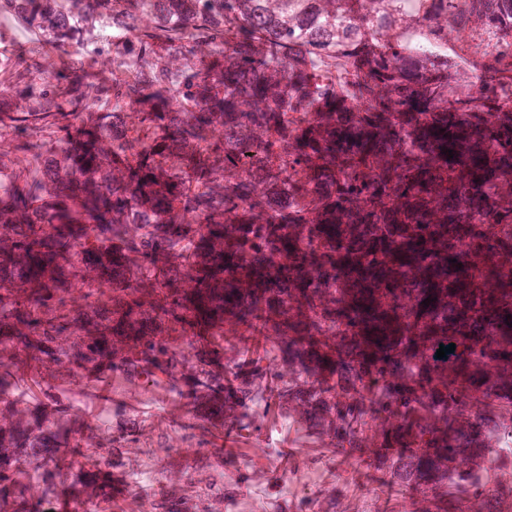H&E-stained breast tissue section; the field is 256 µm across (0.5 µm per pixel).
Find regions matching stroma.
Segmentation results:
<instances>
[{
	"instance_id": "obj_1",
	"label": "stroma",
	"mask_w": 512,
	"mask_h": 512,
	"mask_svg": "<svg viewBox=\"0 0 512 512\" xmlns=\"http://www.w3.org/2000/svg\"><path fill=\"white\" fill-rule=\"evenodd\" d=\"M10 395L28 402L33 411L61 410L70 421L83 428L108 436L99 425L103 417L132 415L143 435L161 433L176 438L197 422L210 426V447L204 453L210 472H221L238 481L239 494L232 512H249L251 499L267 500L269 512H283L288 502H296L297 489L279 486L271 490L275 478L292 473L312 477L323 491L343 487L349 512H413L411 500L391 490L388 475L377 470L356 472L343 467L342 452L325 444L305 427L281 418L263 394H256L248 406L260 429L241 434L232 442L234 459L225 462L224 410L220 400L206 395L181 396L164 387L148 391L133 386L113 384L107 397L92 389H75L68 369H57L53 378H45L36 368L12 369L8 379ZM159 459L155 449L144 448L131 465L116 472L111 494H104L95 484L81 486L83 497L99 502L100 512H114L115 505L140 500L142 492L157 494L152 479Z\"/></svg>"
}]
</instances>
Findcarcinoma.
<instances>
[{"label": "carcinoma", "mask_w": 512, "mask_h": 512, "mask_svg": "<svg viewBox=\"0 0 512 512\" xmlns=\"http://www.w3.org/2000/svg\"><path fill=\"white\" fill-rule=\"evenodd\" d=\"M143 2L0 0V15L45 36L0 67L15 156L0 176V287H40L27 304L0 293V336L23 337L40 362L107 358L142 389L164 380L222 398L227 417L264 381L280 413L402 490L429 491L448 512L490 495L486 512H500L512 488L489 493L481 469L493 453L512 469L501 450L512 440V317L501 307L512 278L500 274L512 264V201L486 187L512 174V0H151L149 13ZM104 13L131 38L91 65L114 53L137 63L90 83L72 49ZM450 33L487 47L481 74L452 89L448 63L410 42ZM325 57L346 80L309 64ZM90 90L112 111H88ZM450 143L466 154L447 159ZM491 208L501 227L488 235L475 219ZM472 247L487 262L470 267ZM45 263L56 265L47 284ZM75 266L112 290V305L91 289L67 309ZM360 281L373 284L361 306L348 298ZM145 285L164 302L140 295ZM226 314L252 336L281 337L280 360L215 369L200 339L218 343ZM91 327L135 348L116 358L85 342ZM355 330L365 349L353 354ZM18 424L0 427V502L66 504L88 482L74 471L83 434L30 411ZM46 441L69 450L51 468ZM140 444L134 422L119 425L99 474ZM204 481L217 492L171 488L156 512H220L236 499V487ZM341 496L306 495L286 512H346Z\"/></svg>", "instance_id": "carcinoma-1"}]
</instances>
